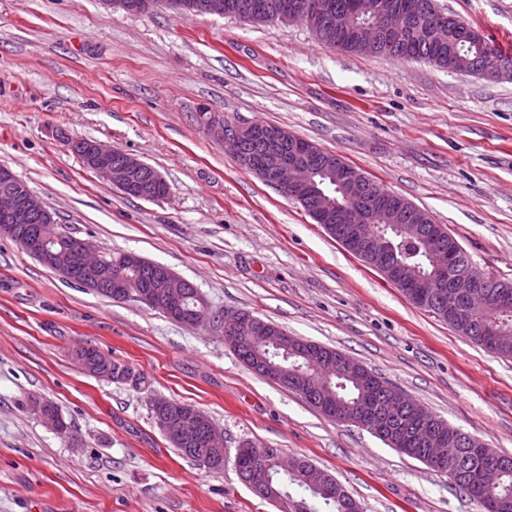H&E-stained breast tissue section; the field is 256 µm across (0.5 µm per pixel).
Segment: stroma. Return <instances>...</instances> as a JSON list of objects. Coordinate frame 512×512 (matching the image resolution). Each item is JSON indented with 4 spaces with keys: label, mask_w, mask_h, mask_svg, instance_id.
Returning <instances> with one entry per match:
<instances>
[{
    "label": "stroma",
    "mask_w": 512,
    "mask_h": 512,
    "mask_svg": "<svg viewBox=\"0 0 512 512\" xmlns=\"http://www.w3.org/2000/svg\"><path fill=\"white\" fill-rule=\"evenodd\" d=\"M437 2L512 45V0ZM204 109L337 154L447 225L473 266L511 280L512 78L351 54L303 22L0 0V165L61 230L167 266L213 307L337 349L512 455V359L413 305L240 166L200 124ZM70 138L138 156L169 196L125 195ZM80 347L129 364L145 385L84 373L71 356ZM157 396L211 418L223 470L171 447L151 412ZM36 399L59 406L71 437L43 425ZM245 441L310 459L362 512H484L446 476L244 366L219 333L69 283L0 237V512H280L238 476Z\"/></svg>",
    "instance_id": "stroma-1"
}]
</instances>
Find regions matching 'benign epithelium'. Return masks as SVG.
Here are the masks:
<instances>
[{"mask_svg": "<svg viewBox=\"0 0 512 512\" xmlns=\"http://www.w3.org/2000/svg\"><path fill=\"white\" fill-rule=\"evenodd\" d=\"M455 29L461 38L467 39L477 31L465 21L440 10L433 0H418L414 5L413 16L409 17L387 5L378 6V19L365 29L361 44L368 50L381 41L415 40L429 43L448 42V28ZM464 71L486 79H495L512 73V64L489 54L469 62ZM214 139L224 145L236 161L258 175L269 174L273 183L299 199L312 198L308 176L325 163L317 161L308 151L299 147L297 136L285 128L266 147L257 160L246 159L241 150V131L262 130L264 125L253 123L243 128L227 121H214L207 126ZM115 149L97 141L85 142L82 159L84 165L112 182V185L127 195H135L145 200L154 199L159 189L166 184L159 172L131 153H123L122 161L112 162ZM336 181L344 188L346 200L369 199L376 203L374 212L377 223L361 220L346 204L336 205V223L346 225L350 242L363 251L371 262H380L385 277L394 281L398 288H415L419 292L434 296L448 316L469 322L463 314L486 306L492 296L495 282L470 266L461 268L459 254L439 244L440 231L422 228L421 233L432 242L430 258L432 273L424 275L415 265L396 263L384 236L385 231L399 223V216L390 208L379 203L385 190L379 188L369 177L358 171L336 167ZM0 236L21 241L25 250L36 254L42 262L63 278L78 280L82 286L94 292H105L117 300L134 298L145 304L161 302L164 315L189 328L209 327L224 336L229 346L239 343L250 345L252 341L268 331L266 325L258 324L251 317L238 312H224V316L213 315L208 308L194 312L190 316L180 314L181 299L190 291L193 284L179 277L169 268L153 264L150 275L157 279L158 292L146 291L133 285L122 267L105 259L104 254L87 240L76 239L74 261H67L57 252L54 245L59 241L53 216L39 203L33 192L8 167L0 166ZM278 341L285 351L308 356L306 343L296 336L278 330ZM85 372L100 379L110 377L112 366L103 359L80 358ZM259 374L271 377L283 385L292 381L297 384L296 392L306 401L315 399L316 390L309 376H288L269 364L259 366ZM389 404L408 411L417 423L427 425L430 413L415 399L401 390L385 385ZM151 405L158 415L159 427L165 437L178 445L190 443L197 437L217 450L224 449L221 431L205 414L187 407L183 402L164 397H156ZM424 458L427 462L446 460L455 456L458 448H468L484 455V442L468 433L455 430L449 436L426 431L421 437ZM250 487L260 496L277 493L267 473L252 468Z\"/></svg>", "mask_w": 512, "mask_h": 512, "instance_id": "7a95c632", "label": "benign epithelium"}]
</instances>
